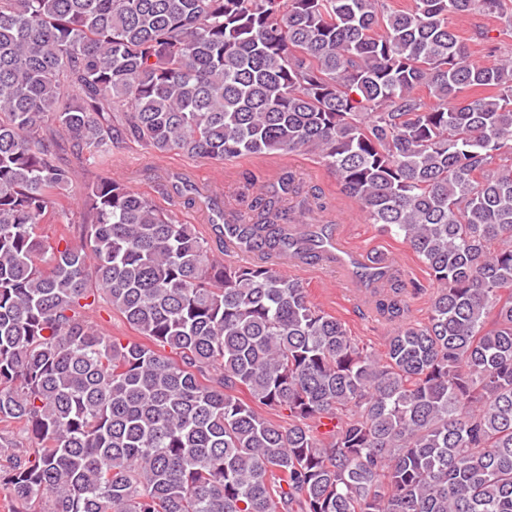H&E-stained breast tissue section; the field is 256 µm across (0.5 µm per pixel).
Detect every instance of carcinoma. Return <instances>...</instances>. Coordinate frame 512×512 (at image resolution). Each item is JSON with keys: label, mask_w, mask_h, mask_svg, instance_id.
<instances>
[{"label": "carcinoma", "mask_w": 512, "mask_h": 512, "mask_svg": "<svg viewBox=\"0 0 512 512\" xmlns=\"http://www.w3.org/2000/svg\"><path fill=\"white\" fill-rule=\"evenodd\" d=\"M507 2L0 0V423L37 440L0 435L13 512H512V54L451 26ZM124 134L317 155L425 264L426 318L376 353L312 305L269 263L326 251L284 181L247 220L208 201L256 263L110 177L48 243L59 143L105 161ZM372 276L402 318L418 285ZM101 298L143 340L97 331Z\"/></svg>", "instance_id": "carcinoma-1"}]
</instances>
